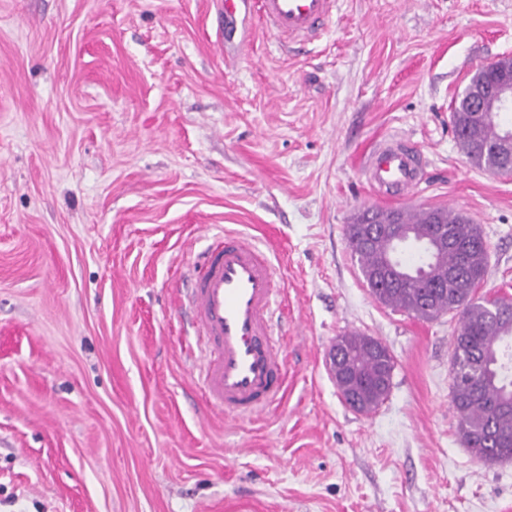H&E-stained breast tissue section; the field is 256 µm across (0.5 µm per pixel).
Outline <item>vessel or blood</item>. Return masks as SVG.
<instances>
[{"mask_svg": "<svg viewBox=\"0 0 512 512\" xmlns=\"http://www.w3.org/2000/svg\"><path fill=\"white\" fill-rule=\"evenodd\" d=\"M340 0H224V12L242 15L246 28L225 44L234 61L260 21L280 43H304L323 34ZM425 159L407 141L391 138L367 155V181L398 201L420 186ZM214 244L197 260L187 291L190 314L209 357L202 368L208 404L225 412L259 417L286 392L285 359L275 343L273 316L282 304L276 270L258 244L244 234L217 232Z\"/></svg>", "mask_w": 512, "mask_h": 512, "instance_id": "1", "label": "vessel or blood"}]
</instances>
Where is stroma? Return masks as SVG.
<instances>
[{"label": "stroma", "instance_id": "stroma-1", "mask_svg": "<svg viewBox=\"0 0 512 512\" xmlns=\"http://www.w3.org/2000/svg\"><path fill=\"white\" fill-rule=\"evenodd\" d=\"M215 0H0V512H512V461L462 447L450 314L370 293L345 235L392 209L363 173L395 136L427 159L404 208H454L512 295V176L477 168L452 103L512 56V0H341L323 37L256 29L235 63ZM263 242L285 300L287 392L203 401L179 305L213 226ZM378 339L369 414L326 353Z\"/></svg>", "mask_w": 512, "mask_h": 512}]
</instances>
